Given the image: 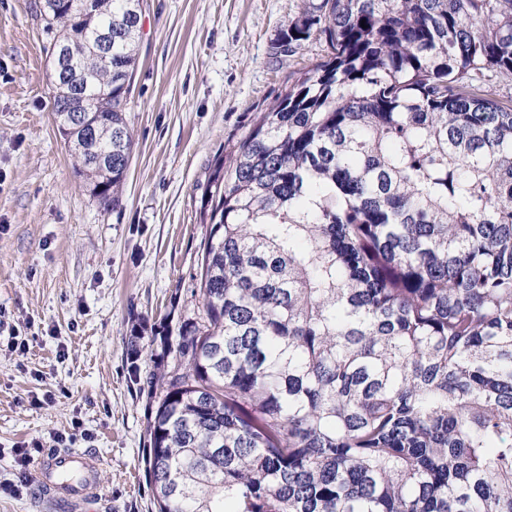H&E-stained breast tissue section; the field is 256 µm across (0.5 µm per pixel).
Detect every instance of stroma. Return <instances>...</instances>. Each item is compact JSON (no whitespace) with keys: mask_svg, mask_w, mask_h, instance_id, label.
<instances>
[{"mask_svg":"<svg viewBox=\"0 0 512 512\" xmlns=\"http://www.w3.org/2000/svg\"><path fill=\"white\" fill-rule=\"evenodd\" d=\"M311 3L147 0L126 114L135 147L107 211L53 120L43 0H0V512H71L42 496L38 463L14 461V448L48 452L61 435L96 465L84 512H156L148 400L131 371H152L157 334L198 312V185L290 73L322 58L317 43L274 49Z\"/></svg>","mask_w":512,"mask_h":512,"instance_id":"stroma-1","label":"stroma"}]
</instances>
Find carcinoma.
<instances>
[{"mask_svg": "<svg viewBox=\"0 0 512 512\" xmlns=\"http://www.w3.org/2000/svg\"><path fill=\"white\" fill-rule=\"evenodd\" d=\"M51 2L115 210L141 0ZM313 42L202 185L201 309L139 386L157 512H512V0H321L277 45Z\"/></svg>", "mask_w": 512, "mask_h": 512, "instance_id": "carcinoma-1", "label": "carcinoma"}]
</instances>
